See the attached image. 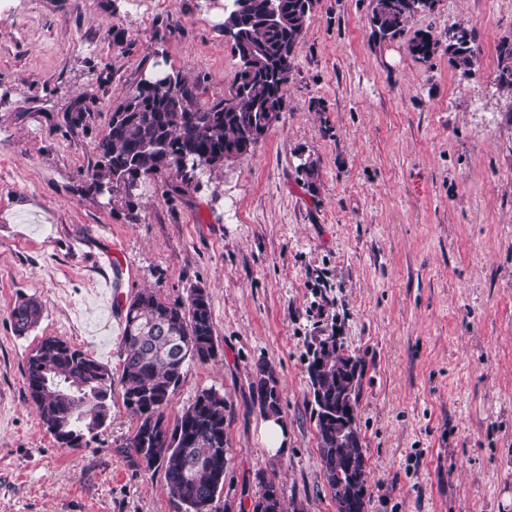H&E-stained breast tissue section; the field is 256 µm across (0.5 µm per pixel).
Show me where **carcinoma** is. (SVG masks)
I'll return each instance as SVG.
<instances>
[{
    "instance_id": "cac0c4a2",
    "label": "carcinoma",
    "mask_w": 512,
    "mask_h": 512,
    "mask_svg": "<svg viewBox=\"0 0 512 512\" xmlns=\"http://www.w3.org/2000/svg\"><path fill=\"white\" fill-rule=\"evenodd\" d=\"M229 5L223 27L239 61L229 94L202 107L181 72L167 69L165 61L155 62L113 106L97 142L88 190L132 211L147 178L168 174L187 184L213 174L223 168L224 155H243L265 135L266 113L284 111L285 88L313 0H231ZM427 8V0H374L370 23L380 37L394 38ZM449 30L461 33L467 46L457 49L448 43V63L464 74L474 73L477 51L469 29L457 22ZM440 47V40L427 33L415 37L409 51L415 60L427 62ZM498 56V86L512 95V40L499 44ZM123 308L117 375L61 337L45 336L35 346L26 382L40 420L56 441L55 431L66 427V447L80 448L111 419L112 391L118 386L136 419L126 443L136 467L163 470L181 512H232L233 504L221 499L229 454L224 396L204 388L174 421L166 415L187 363L217 355L208 291L195 286L186 300L169 302L144 289L127 297ZM43 311L38 299L24 301L11 315L15 333L22 336L35 328ZM307 356L323 478L336 512H366L367 463L355 418L359 361L345 354L334 331L313 337ZM252 390L265 417L281 418L274 370L264 362L256 366ZM256 480L251 512H304L303 506L285 501L274 480L263 473Z\"/></svg>"
}]
</instances>
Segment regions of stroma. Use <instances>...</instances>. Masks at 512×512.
Segmentation results:
<instances>
[{
  "label": "stroma",
  "instance_id": "obj_1",
  "mask_svg": "<svg viewBox=\"0 0 512 512\" xmlns=\"http://www.w3.org/2000/svg\"><path fill=\"white\" fill-rule=\"evenodd\" d=\"M223 5L0 0V512H178L163 471L130 460L121 390L87 446L62 448L27 388L45 336L119 370L124 313L102 294L114 243L121 296L209 292L218 356L189 362L166 413L223 394L236 512L260 472L305 512H336L305 356L329 326L363 367L367 512H512V96L496 80L512 0H434L386 40L372 0H315L286 109L249 153L198 187L147 178L131 212L88 192L113 105L159 57L197 104L228 93L239 65L211 18ZM461 19L475 73L442 51L414 59L416 33L442 40ZM115 25L119 46L105 39ZM77 111L87 128L67 127ZM30 296L43 318L19 336L10 311ZM261 361L287 426L277 455L253 404Z\"/></svg>",
  "mask_w": 512,
  "mask_h": 512
}]
</instances>
